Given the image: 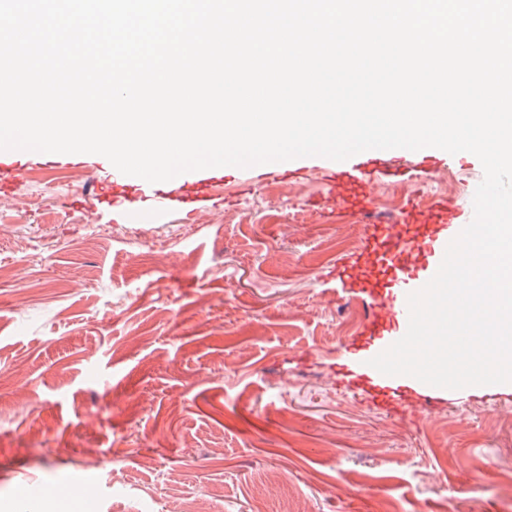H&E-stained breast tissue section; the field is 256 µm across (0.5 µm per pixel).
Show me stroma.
<instances>
[{"label": "stroma", "mask_w": 512, "mask_h": 512, "mask_svg": "<svg viewBox=\"0 0 512 512\" xmlns=\"http://www.w3.org/2000/svg\"><path fill=\"white\" fill-rule=\"evenodd\" d=\"M440 173L416 210L464 204L483 173L436 150ZM33 180L0 208V512L22 511L21 479L56 512L90 480L97 512H512V383L468 386L418 408L383 404L358 372L371 300L345 282L366 227L399 221L372 187L368 214L329 198L336 161L213 171L204 212L141 217L79 197L97 154L20 152ZM358 316L339 322L348 305ZM99 452L103 469L84 459ZM495 458L478 484L472 466ZM379 487L378 495L359 485Z\"/></svg>", "instance_id": "1"}]
</instances>
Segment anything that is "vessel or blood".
<instances>
[{
	"mask_svg": "<svg viewBox=\"0 0 512 512\" xmlns=\"http://www.w3.org/2000/svg\"><path fill=\"white\" fill-rule=\"evenodd\" d=\"M342 175L359 184L364 194L363 205H370L372 181L393 180L409 176L404 155L390 150H369L351 157L340 169ZM147 181L113 171L112 200L127 206L140 202ZM166 194L158 196L157 208L166 211L176 203L205 197L215 189L213 179L179 175L167 183ZM473 206L459 209L439 205L415 222L414 212H407L403 224H372L365 236L368 261L355 275L362 294L374 305L372 329L361 358L364 372L377 395L408 398L423 397L427 384L408 376H388L370 367L369 361L389 347L392 332L406 333L409 323L407 296L424 287L436 274L449 242L458 234L460 225L470 223Z\"/></svg>",
	"mask_w": 512,
	"mask_h": 512,
	"instance_id": "b4317fda",
	"label": "vessel or blood"
}]
</instances>
